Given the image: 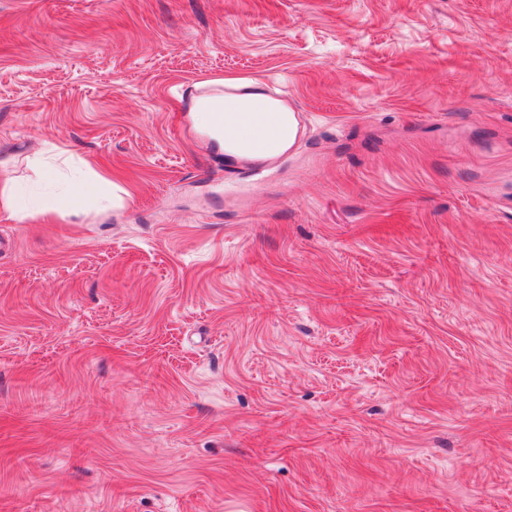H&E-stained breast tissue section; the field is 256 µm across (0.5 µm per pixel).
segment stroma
<instances>
[{
    "label": "stroma",
    "mask_w": 512,
    "mask_h": 512,
    "mask_svg": "<svg viewBox=\"0 0 512 512\" xmlns=\"http://www.w3.org/2000/svg\"><path fill=\"white\" fill-rule=\"evenodd\" d=\"M0 164V512H512V0H0ZM240 93L222 97L199 96L193 100L191 112H195L197 133L215 143L226 157L234 161L273 159L291 148L299 135L298 123L293 110L273 101L257 80H248L238 86ZM224 126V133L214 127V113ZM270 116L275 117L272 129H278L279 142L273 151H257L248 146L252 127ZM231 132V134H229ZM82 184L78 185V187L61 196L59 199L55 201L54 204L44 206L35 212H19L12 208L10 204V199L13 195L14 185L13 179L8 175L0 173V199L1 204L10 211L13 215H22L23 217L28 216L30 214H38V215H51V214H72L77 209V202L81 197Z\"/></svg>",
    "instance_id": "stroma-1"
}]
</instances>
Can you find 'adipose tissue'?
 <instances>
[{
	"label": "adipose tissue",
	"instance_id": "ef3b65f1",
	"mask_svg": "<svg viewBox=\"0 0 512 512\" xmlns=\"http://www.w3.org/2000/svg\"><path fill=\"white\" fill-rule=\"evenodd\" d=\"M195 114L197 133L215 143L226 157L234 161L260 158V151L248 145V137L255 124L272 118L278 131L277 153H284L297 141L298 123L288 106L273 101L263 90L259 81L248 80L242 92L225 97H198L191 107ZM224 113L223 128H215V113Z\"/></svg>",
	"mask_w": 512,
	"mask_h": 512
}]
</instances>
